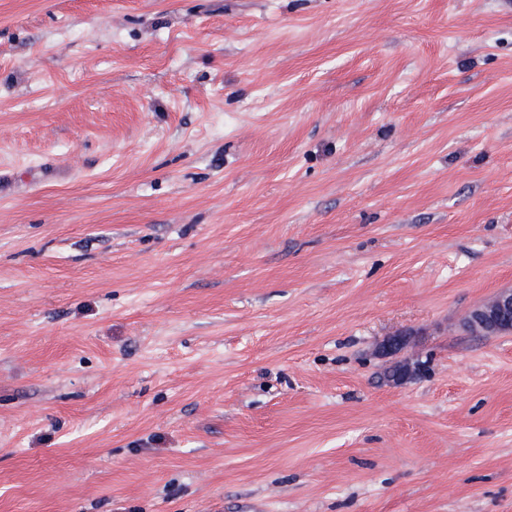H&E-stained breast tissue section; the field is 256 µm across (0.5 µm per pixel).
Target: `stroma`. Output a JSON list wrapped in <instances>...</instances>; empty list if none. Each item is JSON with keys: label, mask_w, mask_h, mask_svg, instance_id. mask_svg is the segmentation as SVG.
I'll return each mask as SVG.
<instances>
[{"label": "stroma", "mask_w": 512, "mask_h": 512, "mask_svg": "<svg viewBox=\"0 0 512 512\" xmlns=\"http://www.w3.org/2000/svg\"><path fill=\"white\" fill-rule=\"evenodd\" d=\"M505 288L512 0H0V512H512ZM463 328L481 336L512 334V289L500 291L490 302L471 310Z\"/></svg>", "instance_id": "35a3bbf8"}]
</instances>
